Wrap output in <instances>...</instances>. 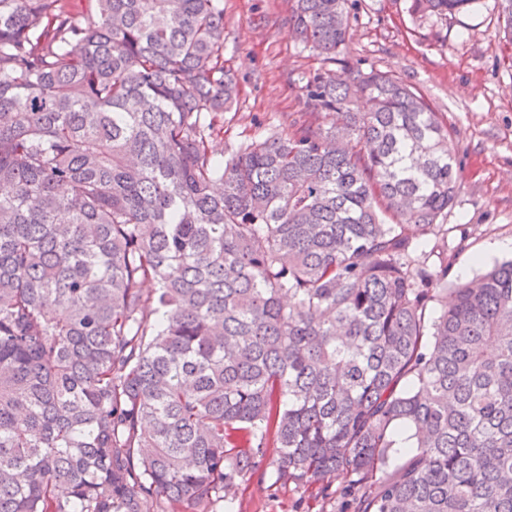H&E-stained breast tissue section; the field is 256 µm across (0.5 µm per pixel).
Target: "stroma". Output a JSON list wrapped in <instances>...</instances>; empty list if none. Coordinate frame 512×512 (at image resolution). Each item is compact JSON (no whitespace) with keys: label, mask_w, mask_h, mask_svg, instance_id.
Returning <instances> with one entry per match:
<instances>
[{"label":"stroma","mask_w":512,"mask_h":512,"mask_svg":"<svg viewBox=\"0 0 512 512\" xmlns=\"http://www.w3.org/2000/svg\"><path fill=\"white\" fill-rule=\"evenodd\" d=\"M288 16V0H224V65L238 77L239 96L211 142L215 158L299 118L302 79L324 62L291 37ZM350 26L351 60L395 74L441 113L462 162L444 219L457 252L452 276L484 271L493 264L488 246L512 240V45L501 38L494 0L435 28L413 23L406 0H353ZM345 485L339 477L328 494L304 492L261 471L224 512H344Z\"/></svg>","instance_id":"1"}]
</instances>
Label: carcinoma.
Returning a JSON list of instances; mask_svg holds the SVG:
<instances>
[{
	"label": "carcinoma",
	"instance_id": "cac0c4a2",
	"mask_svg": "<svg viewBox=\"0 0 512 512\" xmlns=\"http://www.w3.org/2000/svg\"><path fill=\"white\" fill-rule=\"evenodd\" d=\"M347 5L292 0L340 70L221 161L224 0H0V512H223L270 441L357 512H512V260L428 264L457 151Z\"/></svg>",
	"mask_w": 512,
	"mask_h": 512
}]
</instances>
